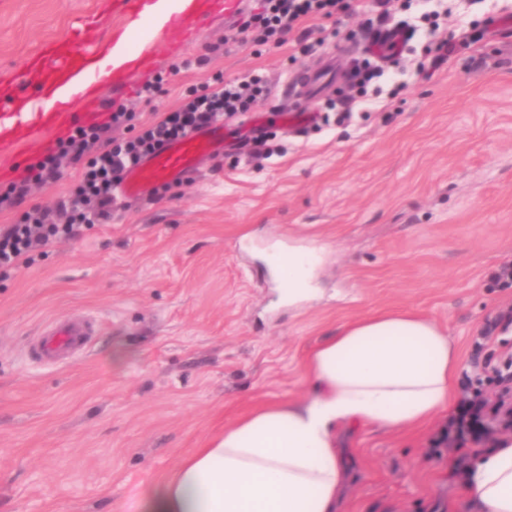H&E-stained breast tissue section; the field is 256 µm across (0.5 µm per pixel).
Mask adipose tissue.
<instances>
[{
	"mask_svg": "<svg viewBox=\"0 0 512 512\" xmlns=\"http://www.w3.org/2000/svg\"><path fill=\"white\" fill-rule=\"evenodd\" d=\"M323 249L289 248L272 268L296 301ZM460 367L446 331L413 312L340 325L305 359L310 393L260 407L188 455L147 512H337L346 475L341 429L416 427L448 409ZM461 492L472 512H512V439L475 454Z\"/></svg>",
	"mask_w": 512,
	"mask_h": 512,
	"instance_id": "obj_1",
	"label": "adipose tissue"
}]
</instances>
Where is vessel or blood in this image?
Segmentation results:
<instances>
[{
    "label": "vessel or blood",
    "mask_w": 512,
    "mask_h": 512,
    "mask_svg": "<svg viewBox=\"0 0 512 512\" xmlns=\"http://www.w3.org/2000/svg\"><path fill=\"white\" fill-rule=\"evenodd\" d=\"M140 2L112 0L111 10L100 11L85 23L77 36L82 52L69 53L61 43L52 42L31 56L26 67L35 77L39 89L37 95L22 96L10 91L0 94V178L11 176L12 161L23 142L37 140L47 148L76 125L98 124L104 120L105 106L100 94L102 78L96 66L102 48L99 32L115 14L130 23H137ZM240 7L241 0H190L188 8L171 14L160 34L169 51H182L198 35L199 14L207 12L230 18ZM408 38V30L399 27L381 33L373 48L376 61L385 62L406 45ZM152 64V47L143 44L126 66L113 69L110 79L114 85L131 89L133 76L146 72ZM53 96L58 99L56 106L45 109L41 104L42 98ZM227 146L223 124L190 132L126 170L119 193L123 198L133 200L139 197L146 185L191 178L197 173L203 156L224 150ZM95 332L96 323L88 317L54 320L33 344L32 353L48 360H67L85 349Z\"/></svg>",
    "instance_id": "obj_1"
}]
</instances>
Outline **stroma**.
I'll return each mask as SVG.
<instances>
[{
  "label": "stroma",
  "instance_id": "35a3bbf8",
  "mask_svg": "<svg viewBox=\"0 0 512 512\" xmlns=\"http://www.w3.org/2000/svg\"><path fill=\"white\" fill-rule=\"evenodd\" d=\"M102 3L0 0V82ZM503 6L466 0L470 23L461 31L448 17L455 51L444 61L418 31L346 116L329 108L343 85L297 78L330 59L350 69L364 43L334 31L357 28V14L312 20L323 43L308 56L205 17L180 53L154 41V66L133 91L104 89L139 124L216 75L258 74L269 91L251 110L260 137L0 275V512H144L158 483L226 425L305 398L304 359L339 325L397 310L435 320L456 344L454 400L418 428L342 431L338 512H471L453 464L494 442L460 433V407L485 360L512 353L511 330L481 337L512 310V279L496 276L512 264V37L488 26ZM148 81L161 90L146 101L135 89ZM309 103L319 120L285 133L275 112ZM313 241L326 248L316 293L288 303L266 256ZM78 315L98 324L86 352L60 364L30 357L46 322Z\"/></svg>",
  "mask_w": 512,
  "mask_h": 512
}]
</instances>
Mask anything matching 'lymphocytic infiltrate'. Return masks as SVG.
I'll return each mask as SVG.
<instances>
[{
    "label": "lymphocytic infiltrate",
    "mask_w": 512,
    "mask_h": 512,
    "mask_svg": "<svg viewBox=\"0 0 512 512\" xmlns=\"http://www.w3.org/2000/svg\"><path fill=\"white\" fill-rule=\"evenodd\" d=\"M352 2L260 0L258 10L248 15L239 31L250 35L253 41L275 46L281 45L287 34H294L299 52L305 54L312 48V32L303 27V20L333 18L351 9ZM261 93V79L257 76L217 83L211 92L187 95L175 111L141 126L134 138L122 142L110 138L108 131L134 120V113L123 105L112 108L107 123L72 130L0 194V203L21 204L31 184H52L63 178L59 163L63 157L81 171L78 185L55 208H35L25 212L20 223L0 226V274L31 264L34 252L42 245L70 240L83 229L108 223L114 209L115 185L126 167L149 157L163 143L250 110Z\"/></svg>",
    "instance_id": "obj_1"
}]
</instances>
